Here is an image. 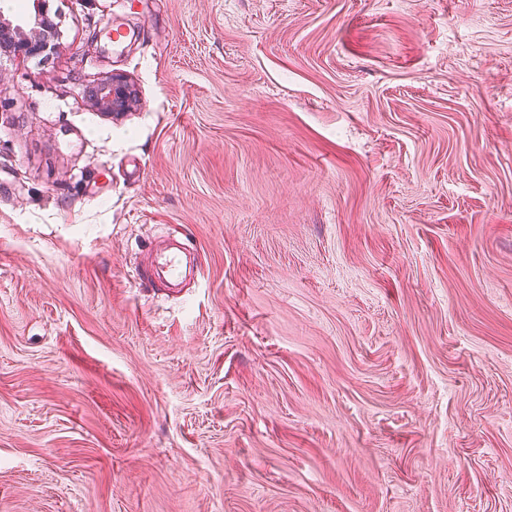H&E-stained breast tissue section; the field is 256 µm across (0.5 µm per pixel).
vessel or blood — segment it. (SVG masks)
<instances>
[{
  "instance_id": "obj_1",
  "label": "vessel or blood",
  "mask_w": 512,
  "mask_h": 512,
  "mask_svg": "<svg viewBox=\"0 0 512 512\" xmlns=\"http://www.w3.org/2000/svg\"><path fill=\"white\" fill-rule=\"evenodd\" d=\"M189 253L184 238L176 235L167 237L151 249L146 263L138 272L140 282L160 288L183 284L193 274L187 261Z\"/></svg>"
}]
</instances>
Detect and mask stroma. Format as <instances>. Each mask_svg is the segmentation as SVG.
I'll return each instance as SVG.
<instances>
[{
	"instance_id": "35a3bbf8",
	"label": "stroma",
	"mask_w": 512,
	"mask_h": 512,
	"mask_svg": "<svg viewBox=\"0 0 512 512\" xmlns=\"http://www.w3.org/2000/svg\"><path fill=\"white\" fill-rule=\"evenodd\" d=\"M48 5L0 55V512H512V0ZM32 10L20 22L0 13V46L15 48L27 56L42 55L50 49L52 26L45 11V0H31ZM91 91V105L107 115L125 112L133 100L131 86L123 74L112 73L111 76L97 82ZM189 246L181 236H169L150 250L147 262L138 272L141 283L158 288L179 286L193 276L188 266Z\"/></svg>"
}]
</instances>
